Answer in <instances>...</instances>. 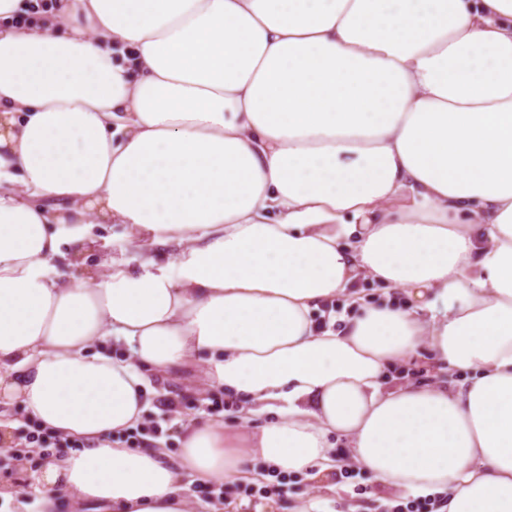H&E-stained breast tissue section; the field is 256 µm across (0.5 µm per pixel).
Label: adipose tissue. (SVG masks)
<instances>
[{
	"label": "adipose tissue",
	"instance_id": "ef3b65f1",
	"mask_svg": "<svg viewBox=\"0 0 512 512\" xmlns=\"http://www.w3.org/2000/svg\"><path fill=\"white\" fill-rule=\"evenodd\" d=\"M197 365L241 428L114 444ZM0 399L81 442L12 512L346 460L512 512V0H0Z\"/></svg>",
	"mask_w": 512,
	"mask_h": 512
}]
</instances>
